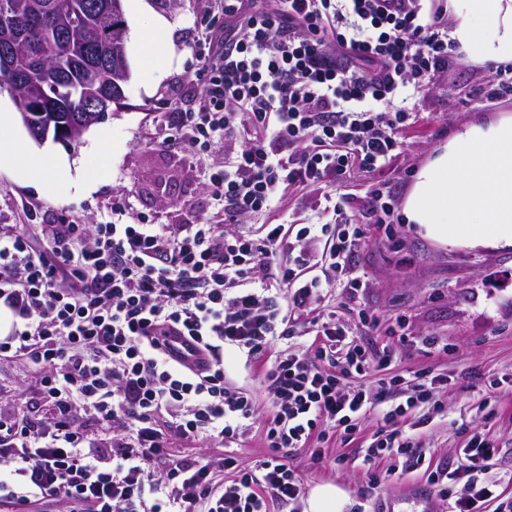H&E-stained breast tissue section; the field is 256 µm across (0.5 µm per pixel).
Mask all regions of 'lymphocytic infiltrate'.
<instances>
[{
  "label": "lymphocytic infiltrate",
  "instance_id": "obj_1",
  "mask_svg": "<svg viewBox=\"0 0 512 512\" xmlns=\"http://www.w3.org/2000/svg\"><path fill=\"white\" fill-rule=\"evenodd\" d=\"M212 2L224 16L223 47L198 49L197 104L170 107L156 142L197 154L223 145V165L206 174L223 223L74 220L39 243L0 225V307L13 317L0 358L37 373L35 395L50 409L24 417L0 396V464L10 471L0 479V512H269L270 502L301 495L288 456L307 448L321 460L331 437H352L372 410L362 382L368 352L331 317L310 356L264 366L269 453L253 468L229 454L200 461L173 448L203 437L228 448L250 430L256 401L226 380L225 346L257 359L293 313L322 306L324 277L352 298L366 287L353 257L367 229L332 188L353 168H384L416 118L403 96L429 91L463 63L447 0ZM297 185L324 186L333 223H269ZM246 217L260 219L259 229L241 228ZM309 238L319 250L297 252ZM166 336L188 337L207 364L173 358ZM439 389L420 379L383 413L365 464L417 455L404 427L429 421ZM80 409L91 411L90 424H76ZM495 453L476 430L460 465L430 472L451 512L498 502L483 478ZM498 504L512 512L511 501Z\"/></svg>",
  "mask_w": 512,
  "mask_h": 512
}]
</instances>
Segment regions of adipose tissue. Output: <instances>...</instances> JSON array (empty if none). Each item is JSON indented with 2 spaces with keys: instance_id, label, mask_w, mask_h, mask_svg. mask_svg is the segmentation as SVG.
<instances>
[{
  "instance_id": "obj_1",
  "label": "adipose tissue",
  "mask_w": 512,
  "mask_h": 512,
  "mask_svg": "<svg viewBox=\"0 0 512 512\" xmlns=\"http://www.w3.org/2000/svg\"><path fill=\"white\" fill-rule=\"evenodd\" d=\"M452 38L477 62L512 64V0H448ZM13 117L0 111V153L13 152L22 170L56 189L57 163L13 151ZM408 223L442 246L512 248V115L458 131L418 171L406 196Z\"/></svg>"
}]
</instances>
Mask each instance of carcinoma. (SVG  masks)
<instances>
[{
	"label": "carcinoma",
	"mask_w": 512,
	"mask_h": 512,
	"mask_svg": "<svg viewBox=\"0 0 512 512\" xmlns=\"http://www.w3.org/2000/svg\"><path fill=\"white\" fill-rule=\"evenodd\" d=\"M29 0H12L23 6L26 31L18 45V80L6 79L23 96L41 93L39 74L52 66L62 70L63 81L58 88L47 89L50 106L47 111L57 114L63 126H73L82 118V99H89L103 87L124 85L128 77L127 59L115 60L94 72L86 59L97 48L126 37L127 28L119 20H109L94 8L97 0H37L41 7L27 5ZM81 13L83 23L70 27L72 13Z\"/></svg>",
	"instance_id": "obj_1"
}]
</instances>
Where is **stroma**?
Returning <instances> with one entry per match:
<instances>
[{"instance_id":"obj_1","label":"stroma","mask_w":512,"mask_h":512,"mask_svg":"<svg viewBox=\"0 0 512 512\" xmlns=\"http://www.w3.org/2000/svg\"><path fill=\"white\" fill-rule=\"evenodd\" d=\"M207 7L208 0H124L130 73L125 106L72 145L40 143V151L69 169L65 195L45 191L36 173L19 172L11 158L0 156V225L18 223L26 205L33 223L46 233L61 224L66 212L86 224H125L136 215L156 224H196L212 217L217 205L203 173L223 164V148L207 155L177 147L162 150L154 136L159 113L199 92L192 46ZM490 73L464 62L421 97L418 121L402 134V153L382 171L353 170L338 187L356 216L367 215L371 193L381 185L405 200L417 171L458 128L512 114V96L490 106L473 96ZM354 262L365 272L367 288L352 301L335 284H326L325 305L372 357L390 354L389 366L374 367L366 384L375 398L391 405L402 401L417 374L428 373L448 383L439 392L443 410L414 431L417 460L387 457L374 469L362 465V447L381 426L373 413L360 421L349 444L329 441L322 460L313 461L304 450L289 457L304 496L293 505L271 504L270 512H312L316 493L326 487L338 492L337 512H376L387 499L400 497L407 484L425 480L427 467L455 463L476 427L497 448L485 478L498 483L502 500L512 499V248L450 249L401 223L388 230L371 228ZM361 309L376 317V325L360 323ZM399 322L404 335H389V327ZM423 336L438 337L447 350H419L416 341ZM245 360L238 350L225 348V374L256 395L257 423L231 450L250 468L267 453L260 424L273 405L260 378L245 369ZM393 376L399 384L381 388V380ZM492 379L498 388H489Z\"/></svg>"}]
</instances>
